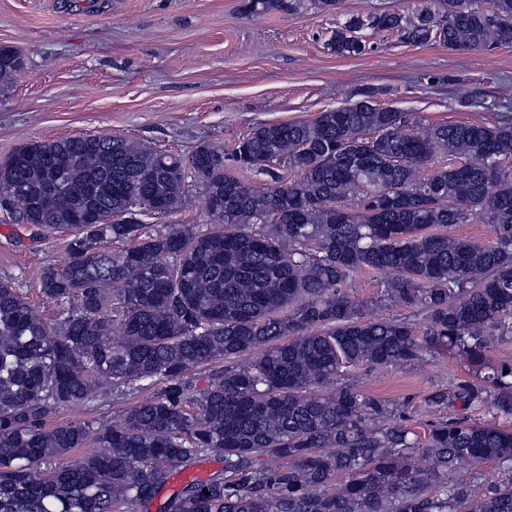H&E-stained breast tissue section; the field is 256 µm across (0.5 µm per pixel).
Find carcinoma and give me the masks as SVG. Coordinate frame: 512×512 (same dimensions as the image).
I'll use <instances>...</instances> for the list:
<instances>
[{
  "label": "carcinoma",
  "mask_w": 512,
  "mask_h": 512,
  "mask_svg": "<svg viewBox=\"0 0 512 512\" xmlns=\"http://www.w3.org/2000/svg\"><path fill=\"white\" fill-rule=\"evenodd\" d=\"M303 2L242 0V11ZM441 5L352 17L329 46L359 55L365 28L454 51L512 45V0ZM22 68L1 46L0 92ZM438 153L448 162L429 167ZM226 156L272 183H243ZM511 158V121L420 132L371 100L257 126L227 153L201 145L185 158L108 134L15 149L0 162V194L34 233L70 239L67 263L41 277L56 318L0 280V512H138L202 454L224 469L159 512H512V424L496 422L512 420V365L489 357L512 342ZM55 164L62 186L50 188ZM193 184L206 229L148 226ZM459 224H487L492 238L452 234ZM366 271L388 275V304L424 313L428 346L484 373L430 405L454 398L494 421L450 417L422 444L391 401L343 382L351 366L423 357L413 324L347 291ZM112 397L134 399L118 425H48L59 406ZM76 448L87 452L66 460Z\"/></svg>",
  "instance_id": "carcinoma-1"
}]
</instances>
